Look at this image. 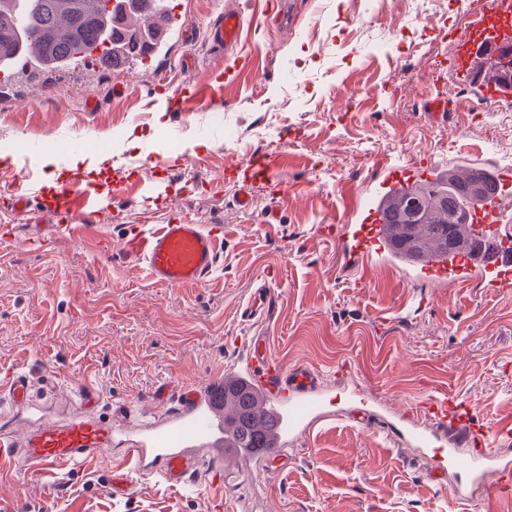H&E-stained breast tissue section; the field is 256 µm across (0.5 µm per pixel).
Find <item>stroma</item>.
Instances as JSON below:
<instances>
[{
	"label": "stroma",
	"mask_w": 512,
	"mask_h": 512,
	"mask_svg": "<svg viewBox=\"0 0 512 512\" xmlns=\"http://www.w3.org/2000/svg\"><path fill=\"white\" fill-rule=\"evenodd\" d=\"M189 17L170 59L139 75L62 76L55 92L0 98V372L27 374L33 400L0 413V425L63 423L84 413L76 381L93 388L94 416L164 387L199 386L246 358L227 348L245 324L241 307L257 275L279 273L275 316L263 325L288 365L333 371L321 421L289 440L287 474L263 459L240 469L216 501L205 477L173 488L136 474L124 456L145 441L139 421L112 436V452L72 470L25 474L10 457L0 471V512H512V493L449 474L433 485L434 462L411 459L387 428L404 409L441 392L459 394L488 427L512 422V294L427 284L403 272L343 267L322 227L342 216L379 162L431 155L512 169V111L463 109L437 125L423 104L435 96L443 31L471 0H182ZM240 8L246 35L220 55L208 29L220 10ZM209 99L178 110L169 92L210 76ZM123 94H115V87ZM357 89L346 97L345 88ZM279 161L276 180L259 161ZM79 180L84 228L57 231L56 186ZM27 208L8 201L21 182ZM249 188L253 206L234 205ZM220 224L224 240L209 282L152 284L123 243L130 229L179 215ZM360 390L375 413L348 420ZM132 473L130 495L105 487Z\"/></svg>",
	"instance_id": "1"
}]
</instances>
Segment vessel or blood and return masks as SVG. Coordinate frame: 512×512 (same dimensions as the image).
I'll return each instance as SVG.
<instances>
[{
    "instance_id": "b4317fda",
    "label": "vessel or blood",
    "mask_w": 512,
    "mask_h": 512,
    "mask_svg": "<svg viewBox=\"0 0 512 512\" xmlns=\"http://www.w3.org/2000/svg\"><path fill=\"white\" fill-rule=\"evenodd\" d=\"M466 15L463 30L451 34L453 51L448 65L466 87L469 99L496 111L511 110L512 0H475ZM124 23L142 38L134 53L120 58L124 72L133 75L146 71L153 61L169 57L174 39L182 36L188 25V15L183 5L170 0H141L136 11H125ZM243 33V15L230 7L216 17L210 40L215 48L230 51L241 42ZM443 166V161L431 156L411 166L383 163L381 178L351 207L349 222L327 228L336 237L341 261L364 268H400L405 247L386 224L383 206L399 189L418 180H434ZM478 174L491 182L493 189L471 205V221L461 227L467 247L418 255L406 269L410 279L512 290V174L470 163L462 166L459 177L467 181ZM223 237L220 224H156L131 237L127 251L146 266L154 284L175 288L198 285L215 269ZM276 285L274 273L269 272L250 289L243 314L254 329L272 318ZM232 343L251 356L253 365L245 373H227L200 388H179L148 398V406L162 413L164 421L150 437L155 456L148 474L181 487L190 475L203 473L215 491H223L247 460L245 449L231 447L228 427L244 393L255 416L277 420L265 462L279 473L288 469L287 441L323 418L318 372L304 365L287 367L270 351L267 338L256 332L234 337ZM31 391L27 375L8 373L0 378V405L25 404ZM414 411L430 422V429L411 426L400 430L398 438L418 454L435 453L438 463L430 472L432 480L443 481L451 472L481 478L491 475L497 490L512 489V468L498 463L500 448L512 445L511 423L488 428L474 419L463 400L447 392L427 397ZM196 448L206 449V459L193 456ZM111 449V427L91 416L0 434V454H22L32 472L75 465Z\"/></svg>"
}]
</instances>
